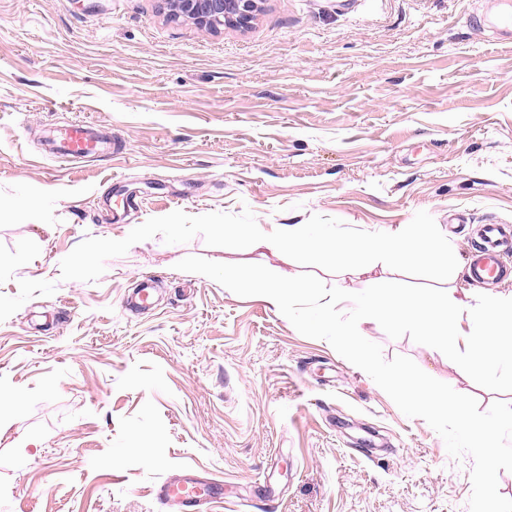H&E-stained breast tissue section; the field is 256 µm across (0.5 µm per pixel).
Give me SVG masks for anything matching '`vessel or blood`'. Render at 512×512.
Wrapping results in <instances>:
<instances>
[{
	"mask_svg": "<svg viewBox=\"0 0 512 512\" xmlns=\"http://www.w3.org/2000/svg\"><path fill=\"white\" fill-rule=\"evenodd\" d=\"M471 23L491 25L505 38L512 36V8L504 9L494 18L471 16ZM48 156L58 159H82L111 155L112 143L91 127L70 123L51 130L45 142ZM512 273V225L486 224L468 257L467 280L481 286L507 278ZM159 495L176 504L181 512H214L220 503L219 493L191 479L164 483Z\"/></svg>",
	"mask_w": 512,
	"mask_h": 512,
	"instance_id": "1",
	"label": "vessel or blood"
}]
</instances>
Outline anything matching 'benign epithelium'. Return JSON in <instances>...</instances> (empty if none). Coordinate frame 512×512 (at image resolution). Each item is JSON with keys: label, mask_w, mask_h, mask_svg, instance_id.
Listing matches in <instances>:
<instances>
[{"label": "benign epithelium", "mask_w": 512, "mask_h": 512, "mask_svg": "<svg viewBox=\"0 0 512 512\" xmlns=\"http://www.w3.org/2000/svg\"><path fill=\"white\" fill-rule=\"evenodd\" d=\"M259 10L260 0H158V11L166 20L216 33L250 27Z\"/></svg>", "instance_id": "obj_1"}]
</instances>
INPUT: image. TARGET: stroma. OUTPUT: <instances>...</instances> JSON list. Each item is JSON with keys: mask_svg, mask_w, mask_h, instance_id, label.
Returning a JSON list of instances; mask_svg holds the SVG:
<instances>
[{"mask_svg": "<svg viewBox=\"0 0 512 512\" xmlns=\"http://www.w3.org/2000/svg\"><path fill=\"white\" fill-rule=\"evenodd\" d=\"M489 2L262 0L208 34L157 0H0V512H179L157 489L188 466L239 512H469L470 456L327 341L176 264L303 273L227 248V224H427L455 272L401 286L465 288L477 225L512 224V42L468 22ZM75 121L114 154L43 155ZM146 279L153 307L125 309ZM366 337L480 409L512 403V371H460L454 344Z\"/></svg>", "mask_w": 512, "mask_h": 512, "instance_id": "1", "label": "stroma"}]
</instances>
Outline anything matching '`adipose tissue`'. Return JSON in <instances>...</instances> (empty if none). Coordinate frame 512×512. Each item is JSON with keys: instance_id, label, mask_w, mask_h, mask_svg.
<instances>
[{"instance_id": "1", "label": "adipose tissue", "mask_w": 512, "mask_h": 512, "mask_svg": "<svg viewBox=\"0 0 512 512\" xmlns=\"http://www.w3.org/2000/svg\"><path fill=\"white\" fill-rule=\"evenodd\" d=\"M224 238L293 254L309 265L333 259L366 274L365 288L351 298L361 311L358 326L344 330L321 320L313 323L351 355L359 353L358 338L365 325L384 321L399 328L416 327L445 341H462L460 369H468L473 360L485 361L493 369L504 362L512 366V345L503 342L512 335V293L477 296L446 288L414 294L396 279L373 277L380 264L404 266L418 258L432 267L447 265V248L425 225L402 224L363 238H345L331 224H234L225 227Z\"/></svg>"}]
</instances>
